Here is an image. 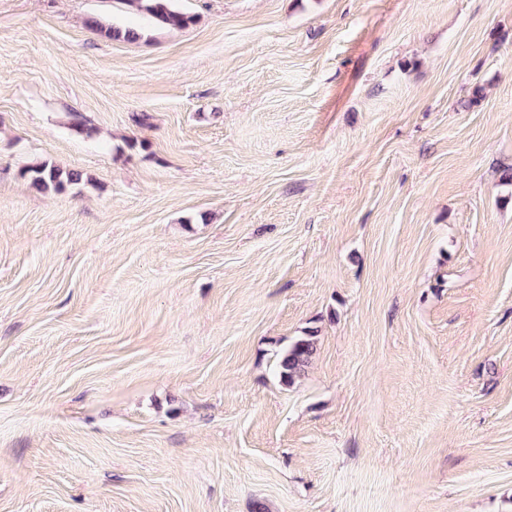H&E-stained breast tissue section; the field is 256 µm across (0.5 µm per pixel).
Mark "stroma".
<instances>
[{
  "label": "stroma",
  "instance_id": "obj_1",
  "mask_svg": "<svg viewBox=\"0 0 512 512\" xmlns=\"http://www.w3.org/2000/svg\"><path fill=\"white\" fill-rule=\"evenodd\" d=\"M176 6L0 0V512H512V0ZM134 11L152 18L156 24L166 29H185L195 22L192 15L176 10L173 0H123ZM87 27L99 31L106 38L111 40L136 41L142 34L135 28L131 27H115L103 25L98 19L90 17L85 21ZM21 177L31 188L39 192L62 193L82 181L81 173L47 161L28 165L22 170ZM316 337L314 331H309L281 352L277 367L283 385L293 384L295 379L305 372L316 351Z\"/></svg>",
  "mask_w": 512,
  "mask_h": 512
}]
</instances>
